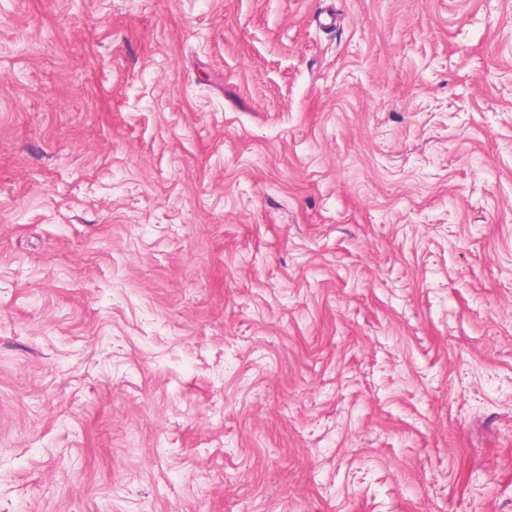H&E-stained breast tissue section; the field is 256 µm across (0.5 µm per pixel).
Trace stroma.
Returning <instances> with one entry per match:
<instances>
[{"instance_id":"35a3bbf8","label":"stroma","mask_w":512,"mask_h":512,"mask_svg":"<svg viewBox=\"0 0 512 512\" xmlns=\"http://www.w3.org/2000/svg\"><path fill=\"white\" fill-rule=\"evenodd\" d=\"M0 512H512V0H0Z\"/></svg>"}]
</instances>
